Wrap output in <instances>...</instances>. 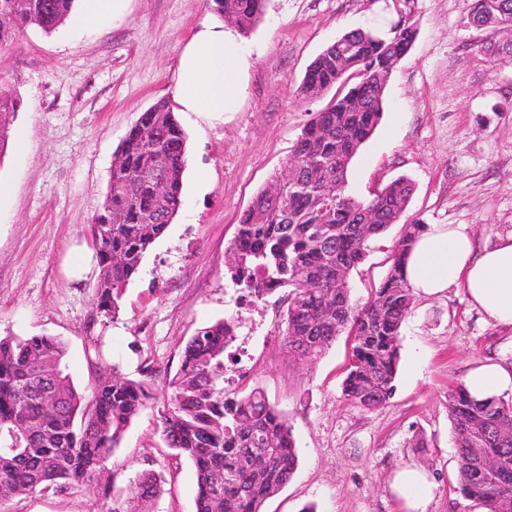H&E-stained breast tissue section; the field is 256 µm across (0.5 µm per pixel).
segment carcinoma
<instances>
[{"label":"carcinoma","instance_id":"carcinoma-1","mask_svg":"<svg viewBox=\"0 0 512 512\" xmlns=\"http://www.w3.org/2000/svg\"><path fill=\"white\" fill-rule=\"evenodd\" d=\"M77 0H0V53L29 27L55 31ZM220 15L242 31L263 16L265 0H213ZM479 28L512 27V0H472ZM416 29L403 19L389 33L353 30L338 42L345 63L329 45L309 65L300 94L328 104L313 113L289 164L294 178L279 191L264 188L243 211L227 265L242 296L261 300L282 289L281 342L297 363L318 358L336 337L352 339L342 394L375 410L390 399L397 373L400 328L413 293L405 258L424 230L417 219L401 226L386 276L363 303L351 294L350 272L370 243L402 216L414 192L400 177L366 200L347 189L354 157L384 112V88L374 75L410 51ZM20 107L0 75V158ZM187 139L169 103L159 100L140 115L112 161L102 211L91 224L99 274L96 311L115 318L127 283L182 205ZM234 320L200 328L186 343L170 393L159 414L170 461L196 470L195 512H263L265 501L288 484L298 455L288 419L256 388L239 396L224 387L225 362L236 338ZM64 344L49 336L0 338V504L49 489H80L102 500L101 512H129L109 494L108 462L140 411L154 399L150 378L117 370L97 380L90 395L67 372ZM448 416L456 435L459 490L487 512H512V467L486 477L482 461L512 458V401L471 397L466 385L448 390ZM146 503L162 492L153 471L135 483Z\"/></svg>","mask_w":512,"mask_h":512}]
</instances>
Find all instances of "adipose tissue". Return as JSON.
<instances>
[{"label":"adipose tissue","instance_id":"1","mask_svg":"<svg viewBox=\"0 0 512 512\" xmlns=\"http://www.w3.org/2000/svg\"><path fill=\"white\" fill-rule=\"evenodd\" d=\"M250 66L240 33L222 22L203 25L182 51L175 88L182 111L216 118L237 111ZM408 282L424 298L464 288L472 309L493 324L512 329V231L488 246L458 224H431L419 235L406 259ZM466 386L476 399L512 396V359L471 369ZM391 488L403 512H426L435 485L413 465L395 472Z\"/></svg>","mask_w":512,"mask_h":512}]
</instances>
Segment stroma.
<instances>
[{"label": "stroma", "mask_w": 512, "mask_h": 512, "mask_svg": "<svg viewBox=\"0 0 512 512\" xmlns=\"http://www.w3.org/2000/svg\"><path fill=\"white\" fill-rule=\"evenodd\" d=\"M471 0H266L244 35L251 67L237 112L205 120L177 113L188 136L183 203L124 290L116 318L96 313L98 274L90 225L109 186L113 156L140 114L157 100L176 104L179 55L212 16L206 0H124L98 27L71 13L54 32L25 30L0 67L13 75L21 107L0 183V338L53 336L66 347L75 386L90 393L101 374L139 377L157 368V400L167 397L184 347L199 328L235 319L258 339L237 385L261 389L288 419L298 449L290 482L264 512H401L390 490L407 464L437 489L427 512H483L459 489L448 391L471 368L506 352V333L468 304L464 289L414 297L401 326L395 391L380 409L349 404L341 392L350 340L339 336L319 358L292 362L280 344L277 295L240 300L225 267L241 213L283 171L312 112L300 100L309 64L353 29L389 30L398 17L417 37L393 70L384 115L354 158L350 194L371 198L394 179L413 180L403 221L459 224L480 243L512 230V54L479 52L512 34L469 22ZM400 233L392 225L350 275L365 299L388 271ZM424 447H417V439ZM155 408L127 429L111 461L112 494L129 498L136 477L161 473L150 512H194L192 464L169 465ZM78 489L48 491L0 505V512H88Z\"/></svg>", "instance_id": "obj_1"}]
</instances>
